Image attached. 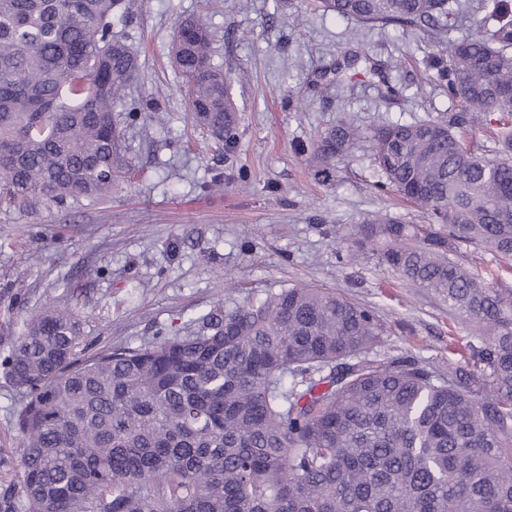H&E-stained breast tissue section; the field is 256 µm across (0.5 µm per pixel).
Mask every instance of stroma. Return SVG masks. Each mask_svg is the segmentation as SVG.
<instances>
[{"mask_svg": "<svg viewBox=\"0 0 512 512\" xmlns=\"http://www.w3.org/2000/svg\"><path fill=\"white\" fill-rule=\"evenodd\" d=\"M141 72L128 100L158 116L123 124L131 170L111 199L19 210L0 205V360L10 338L52 300L80 311L89 351L191 331L192 318L296 284L345 294L385 333L374 356L403 354L448 371L472 340L442 300L402 284L375 258L348 263L358 224L421 209L375 188L367 143L329 175L298 150L347 119L364 131L456 111L445 83L423 73L433 34L363 31L313 0H124ZM206 15L212 61L233 81L236 145L224 148L187 110L168 46L179 19ZM23 401L0 368V448L14 449Z\"/></svg>", "mask_w": 512, "mask_h": 512, "instance_id": "35a3bbf8", "label": "stroma"}]
</instances>
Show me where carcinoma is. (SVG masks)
<instances>
[{"instance_id":"1","label":"carcinoma","mask_w":512,"mask_h":512,"mask_svg":"<svg viewBox=\"0 0 512 512\" xmlns=\"http://www.w3.org/2000/svg\"><path fill=\"white\" fill-rule=\"evenodd\" d=\"M449 0H320L359 25L450 30ZM123 0H0V204L62 207L125 178L115 116L137 76ZM430 56L461 110L364 135L346 120L302 149L327 175L366 141L373 162L432 225L375 214L370 251L410 288L475 328L470 357L430 371L370 358L383 326L309 285L211 311L193 332L88 355L82 320L53 301L0 362L25 394L18 467L0 448V512H512V290L468 271L455 243L512 260V4ZM214 35L183 19L169 46L194 122L236 137L231 78ZM499 115L492 154L465 146Z\"/></svg>"}]
</instances>
